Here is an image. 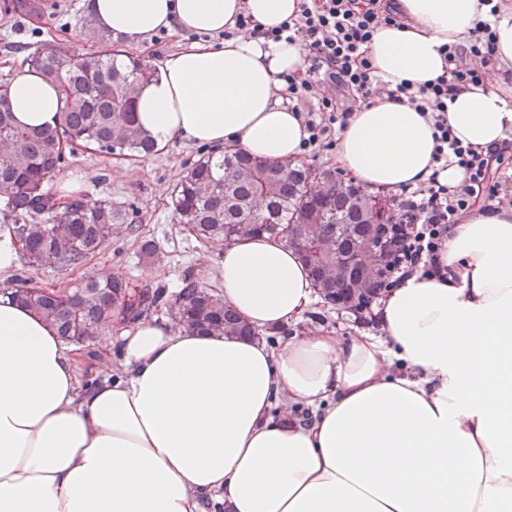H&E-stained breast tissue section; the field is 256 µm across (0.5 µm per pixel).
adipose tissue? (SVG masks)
Returning <instances> with one entry per match:
<instances>
[{
	"label": "adipose tissue",
	"instance_id": "obj_1",
	"mask_svg": "<svg viewBox=\"0 0 512 512\" xmlns=\"http://www.w3.org/2000/svg\"><path fill=\"white\" fill-rule=\"evenodd\" d=\"M299 0H91L97 28L142 47L162 31L190 34L137 98L157 146L174 140L298 159L303 119L282 77H303L304 53L238 29L298 15ZM399 17L368 45L379 81L336 143L337 168L371 190L462 173L432 159L429 115L395 100L445 72L447 47L482 19L493 58L512 69V4L397 0ZM8 106L23 128L60 120L58 87L16 74ZM463 143L512 140V100L494 84L448 99ZM224 301L262 330L303 321L313 283L284 242H216ZM379 301V333L349 339L302 331L282 346L173 328L162 313H115L120 376L81 385L82 348L31 308L0 294V512H512V207L471 209L435 260ZM310 419L274 415L276 404Z\"/></svg>",
	"mask_w": 512,
	"mask_h": 512
}]
</instances>
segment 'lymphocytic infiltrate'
Wrapping results in <instances>:
<instances>
[{"label":"lymphocytic infiltrate","mask_w":512,"mask_h":512,"mask_svg":"<svg viewBox=\"0 0 512 512\" xmlns=\"http://www.w3.org/2000/svg\"><path fill=\"white\" fill-rule=\"evenodd\" d=\"M391 0H301L294 21L264 30V38L298 42L305 54L303 78L284 76V95L291 107L306 103V147L331 144L354 107L369 103L375 87L367 46L383 18L391 17ZM461 49L450 47L448 69L435 80L415 86L397 84L395 97L409 102L434 119L433 158L458 167L461 184L448 188L430 184L402 189L398 202L412 216L410 232L397 246L398 276L417 270L434 271V259L448 229L478 201L502 204L500 195L506 162L504 153H482L462 144L453 134L446 112L451 93L485 85L486 72L463 63Z\"/></svg>","instance_id":"lymphocytic-infiltrate-1"}]
</instances>
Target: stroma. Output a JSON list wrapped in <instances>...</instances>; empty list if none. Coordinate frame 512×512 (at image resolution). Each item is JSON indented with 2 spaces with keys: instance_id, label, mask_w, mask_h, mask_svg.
<instances>
[{
  "instance_id": "1",
  "label": "stroma",
  "mask_w": 512,
  "mask_h": 512,
  "mask_svg": "<svg viewBox=\"0 0 512 512\" xmlns=\"http://www.w3.org/2000/svg\"><path fill=\"white\" fill-rule=\"evenodd\" d=\"M8 0H0V82L21 69V62L36 42L55 40L69 53L88 55L106 50L100 30L90 22L87 0H37L41 14L27 17L6 12ZM204 152L203 147L175 140L155 155L125 161L87 151L66 155L57 179L79 173L85 178V194L93 200H109L136 212L137 234L126 229L113 230L110 240L98 254L82 266L68 271H31L37 284L65 289L85 279L87 271L116 274L141 288L165 287L175 290L184 276L191 275L208 287H215L217 251L198 242L179 224L173 212L170 192ZM154 240L157 246L151 258L139 251L141 240ZM329 328L342 336L375 333L379 327L374 315L354 317L344 310L314 303L301 325L283 332L266 334L269 344L281 345L300 329Z\"/></svg>"
}]
</instances>
